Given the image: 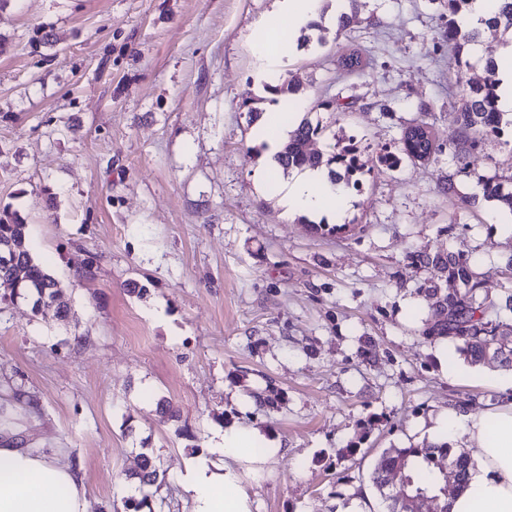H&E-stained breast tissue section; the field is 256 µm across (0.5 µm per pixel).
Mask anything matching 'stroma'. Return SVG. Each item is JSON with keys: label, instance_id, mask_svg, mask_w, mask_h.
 Returning <instances> with one entry per match:
<instances>
[{"label": "stroma", "instance_id": "35a3bbf8", "mask_svg": "<svg viewBox=\"0 0 512 512\" xmlns=\"http://www.w3.org/2000/svg\"><path fill=\"white\" fill-rule=\"evenodd\" d=\"M274 8L0 0V211L24 220L71 309L56 321L0 304V422L67 449L89 512L130 496L144 449L166 475L151 512H188L184 463L232 422L259 433L256 448L278 447L239 468L252 512H382L361 490L383 449L426 444L441 409L499 396L461 358L457 379L440 374L423 334L428 275L411 259L452 253L484 295L512 294V219L455 200L477 193V176L512 174V128L483 141L473 174L457 172L447 9L361 0L347 31L325 24L324 43L268 66L254 31ZM341 47L370 67L338 71ZM284 80L302 88L294 118L312 113L364 151L360 186L325 219L340 232L312 230L262 176L245 100L281 109L266 87ZM339 96L356 97L353 112L323 109ZM421 103L444 153L382 166Z\"/></svg>", "mask_w": 512, "mask_h": 512}]
</instances>
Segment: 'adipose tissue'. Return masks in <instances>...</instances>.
I'll return each instance as SVG.
<instances>
[{"instance_id": "adipose-tissue-1", "label": "adipose tissue", "mask_w": 512, "mask_h": 512, "mask_svg": "<svg viewBox=\"0 0 512 512\" xmlns=\"http://www.w3.org/2000/svg\"><path fill=\"white\" fill-rule=\"evenodd\" d=\"M322 0H281L273 22L255 41L270 59L293 46L302 28L321 13ZM289 205L310 215L336 208L342 185L331 184L326 171L306 170L286 184ZM502 400L482 412L459 404L431 420L433 444L463 439L475 464L450 503V512H512V381L503 382ZM256 432L225 426L211 439L209 455L186 465L181 483L191 499L190 512H251L237 467L257 463L252 445ZM66 449L47 443L24 444L0 428V512H88L89 502L77 468L66 464Z\"/></svg>"}]
</instances>
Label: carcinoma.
I'll return each mask as SVG.
<instances>
[{"label": "carcinoma", "mask_w": 512, "mask_h": 512, "mask_svg": "<svg viewBox=\"0 0 512 512\" xmlns=\"http://www.w3.org/2000/svg\"><path fill=\"white\" fill-rule=\"evenodd\" d=\"M471 0H446L448 4V42L453 44L448 65L458 71L471 68L464 51L470 45L482 43L487 31L512 33V0H490L489 18L482 20V26L466 31L457 38L459 29L456 16ZM486 77L482 81H468L463 85L456 121L459 135L448 147V154L455 162L458 172H470L471 158L483 137L497 133L503 121L502 113L496 108V86L498 84L495 53L489 52L482 58ZM368 62L357 51H340L336 56V68L347 74L364 70ZM419 115L410 120L427 128L429 139L427 146L419 151L406 136H401L403 154L414 161L428 162L441 153L433 123L429 118V107L418 108ZM327 127L321 122H312L303 118L291 131L288 142L276 156L278 163L289 170L292 168H320L329 170L331 180L351 184L353 176L363 172L365 162L357 158L356 163H348L350 148L331 149L324 153L310 149L313 141L326 136ZM478 186L482 197L487 201H496L512 212V190H507L504 181L498 178H480ZM11 243L16 247L14 264L0 267V281L10 286V293L0 296V300L15 304L19 301L31 306L34 314L42 318L51 317L64 320L69 315V307L63 301V289L60 283L33 257L27 237V224L11 213L0 215V244ZM414 260L429 275V281L451 280L460 285L452 294L439 293V288L431 286L437 300L453 298L447 314L437 316L434 323L423 330L425 336H446L455 350L472 365L496 364L500 367H512V325L503 317L512 312V295L505 303L496 305L482 296L476 274L470 266L457 262L452 255L431 254L420 250ZM46 289L58 298L53 314L37 306L38 290ZM448 458V479L441 471L440 460ZM470 459L465 452L454 454L449 446H410L404 448H386L375 461L371 481L386 504V512H408L405 499L386 492L393 480L405 485L410 494L423 493L435 500L439 512H448L449 500L454 496L467 477ZM128 481L140 492L141 499L130 496L123 500L124 512H140L147 504L149 488L160 489L165 484V474L160 472L153 457L141 455L139 470L128 476Z\"/></svg>", "instance_id": "obj_1"}]
</instances>
